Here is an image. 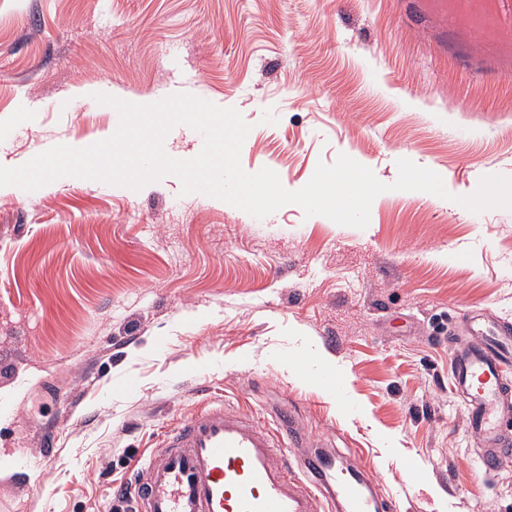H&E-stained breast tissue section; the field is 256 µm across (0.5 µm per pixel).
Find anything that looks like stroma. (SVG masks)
Here are the masks:
<instances>
[{
    "label": "stroma",
    "instance_id": "stroma-1",
    "mask_svg": "<svg viewBox=\"0 0 512 512\" xmlns=\"http://www.w3.org/2000/svg\"><path fill=\"white\" fill-rule=\"evenodd\" d=\"M85 86L236 108L243 169L290 191L344 153L389 185L428 162L455 199L389 189L357 229L295 204L256 219L172 175L0 196V512H133L114 485L211 402L293 407L400 512H512L447 341L475 307L512 320V210L456 202L512 175V0H0V165L114 134Z\"/></svg>",
    "mask_w": 512,
    "mask_h": 512
}]
</instances>
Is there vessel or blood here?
<instances>
[{
    "instance_id": "obj_1",
    "label": "vessel or blood",
    "mask_w": 512,
    "mask_h": 512,
    "mask_svg": "<svg viewBox=\"0 0 512 512\" xmlns=\"http://www.w3.org/2000/svg\"><path fill=\"white\" fill-rule=\"evenodd\" d=\"M470 339L450 359L454 391L464 400L467 426L478 440L483 474L512 460V436L502 412L512 404V323L477 310ZM304 434L294 410L275 411L265 425L237 406L212 405L167 429L162 448L137 471V512H394L376 497L362 468L333 453L304 461L288 457Z\"/></svg>"
}]
</instances>
